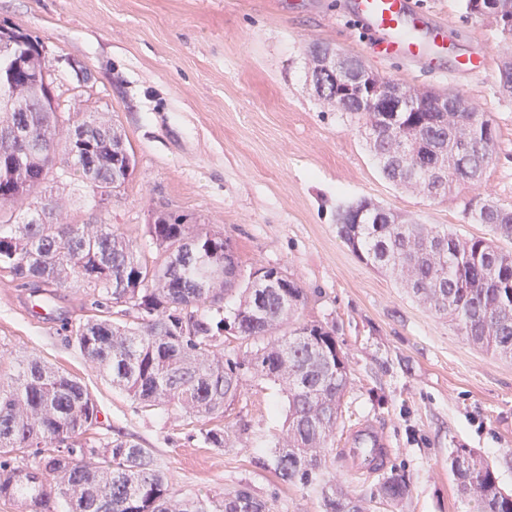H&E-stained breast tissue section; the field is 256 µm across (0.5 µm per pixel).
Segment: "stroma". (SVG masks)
Here are the masks:
<instances>
[{
	"label": "stroma",
	"mask_w": 512,
	"mask_h": 512,
	"mask_svg": "<svg viewBox=\"0 0 512 512\" xmlns=\"http://www.w3.org/2000/svg\"><path fill=\"white\" fill-rule=\"evenodd\" d=\"M414 2L448 27V51L434 69L375 56L351 0H0V25L44 42L66 106L117 127L135 154L133 173L106 205L77 182L59 184L79 222L112 225L149 252L156 216L183 215L223 232L244 269L285 271L304 291L294 324L333 328L347 361L350 385L327 455L337 484L362 496L377 483L374 474L350 475L343 455L350 428L370 420L391 438V464L411 482L408 498L376 512H476L457 492L450 459L473 449L512 491V357L460 336L394 276L363 263L336 226L338 210L368 199L463 239L488 238L470 200L512 210V97L498 82L512 42L493 20L466 17L463 0ZM317 44L409 88L459 93L489 113L497 154L481 185L433 199L388 181L363 129L316 93L308 50ZM474 53L486 57V71L463 68ZM80 69L91 76L82 87ZM28 296L0 272V345L78 378L98 405V437L121 434L150 449L177 494L245 487L272 512H323L319 487L282 483L253 463L282 430L279 385L247 380L216 420L230 430L228 448L209 447L197 418L141 407L70 342L69 324L94 315L81 280L58 290L48 320L28 314Z\"/></svg>",
	"instance_id": "obj_1"
}]
</instances>
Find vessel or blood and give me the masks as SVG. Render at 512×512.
Returning <instances> with one entry per match:
<instances>
[{
    "mask_svg": "<svg viewBox=\"0 0 512 512\" xmlns=\"http://www.w3.org/2000/svg\"><path fill=\"white\" fill-rule=\"evenodd\" d=\"M352 12L372 34L371 49L377 56L437 67L446 28L414 9L410 0H353ZM349 443L346 455L352 467L385 470L392 448L383 430L369 422L359 423L351 430Z\"/></svg>",
    "mask_w": 512,
    "mask_h": 512,
    "instance_id": "vessel-or-blood-1",
    "label": "vessel or blood"
}]
</instances>
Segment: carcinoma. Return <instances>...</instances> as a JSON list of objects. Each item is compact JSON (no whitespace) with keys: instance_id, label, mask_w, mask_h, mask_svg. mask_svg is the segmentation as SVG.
I'll list each match as a JSON object with an SVG mask.
<instances>
[{"instance_id":"obj_1","label":"carcinoma","mask_w":512,"mask_h":512,"mask_svg":"<svg viewBox=\"0 0 512 512\" xmlns=\"http://www.w3.org/2000/svg\"><path fill=\"white\" fill-rule=\"evenodd\" d=\"M494 19L512 39V3H499ZM20 39L19 56L39 58L40 40L10 29ZM15 59V60H17ZM15 60L0 55V70ZM352 75L343 93L344 112L366 126L370 152L383 176L419 186L430 176L429 194L446 197L459 184L476 187L496 156L492 120L464 97L455 112L361 111L367 86ZM60 99L29 112L0 113V270L52 298L85 271L86 297L98 312L133 314L132 323L87 319L70 330L87 362L145 408L212 419L239 401L246 378L282 385L288 406L282 434L268 441L257 464L283 482L321 487L324 512H370L369 504L396 505L411 491L409 477L392 469L370 496H348L327 477L326 453L341 416L350 380L335 331L304 323L281 336H265L287 323L304 300L299 284L268 287L286 273L275 267L243 273L236 250L207 224H188L169 213L149 233L160 251L146 257L132 239L110 224L62 223L53 195L55 179L41 171L49 158L28 147L31 139L56 143L58 171L85 184L94 196L110 195L133 172L134 152L120 131L109 138L93 116L82 119L70 144L59 127ZM415 123L419 140L410 162L394 159V125ZM48 207L44 223L22 224L17 203ZM472 218L500 238L512 239V211L479 200ZM340 237L366 264L390 272L439 314L458 334L499 355H512V251L494 240H461L438 226L405 224L388 210L360 200L336 215ZM239 291V303L224 316V296ZM245 348L224 350V334ZM95 400L75 378L37 358L19 360L0 346V499L19 501L23 512H271L247 488L214 495L180 497L154 464L150 450L122 436L92 441L98 424ZM212 448L228 447L221 427L200 428ZM457 491L478 512H512V493L500 486L494 463L456 449L450 465Z\"/></svg>"}]
</instances>
